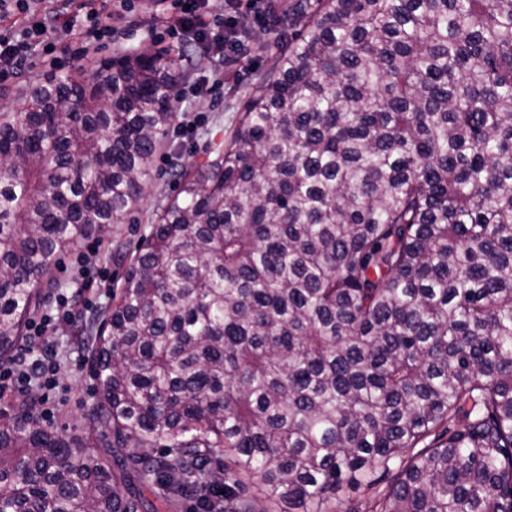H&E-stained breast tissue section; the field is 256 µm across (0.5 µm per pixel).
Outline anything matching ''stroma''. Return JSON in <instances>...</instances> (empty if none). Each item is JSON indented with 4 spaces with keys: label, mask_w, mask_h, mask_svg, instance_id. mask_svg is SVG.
<instances>
[{
    "label": "stroma",
    "mask_w": 512,
    "mask_h": 512,
    "mask_svg": "<svg viewBox=\"0 0 512 512\" xmlns=\"http://www.w3.org/2000/svg\"><path fill=\"white\" fill-rule=\"evenodd\" d=\"M130 4L129 12L110 19L111 34L100 41L96 50L98 58L120 56L144 43L158 48L180 45V34L157 22L156 10L148 0H130ZM243 40L244 52L239 62L226 63L214 57L190 71L187 82L196 86L197 91L182 96L180 107L191 114L201 115L202 120L193 133L174 138L189 163L205 162L213 147L223 142L225 133L237 125L245 105L255 95L260 72L274 60L275 36L254 28L245 32ZM56 56L57 61L52 65L41 56H33L22 76L1 83L0 108L9 106L27 81L50 74L54 69L65 71L77 65L70 41L58 45ZM219 74L224 77L220 83L215 80ZM149 231L150 226L144 219L136 224L113 225L109 243L101 245L99 252V261L110 269L113 280H120L123 273L121 262L113 254V242L124 243L132 250ZM70 265L71 259L67 256L53 265L54 286L47 291L53 298L62 288L69 294L81 293L84 299L76 308V320L62 325L51 336L60 352V389L49 424L64 434L82 438L88 453L99 454L103 448L91 432L98 382L92 375L81 341L85 337L86 324L101 318L111 299L93 290L77 291Z\"/></svg>",
    "instance_id": "35a3bbf8"
}]
</instances>
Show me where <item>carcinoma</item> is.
Masks as SVG:
<instances>
[{"label": "carcinoma", "instance_id": "cac0c4a2", "mask_svg": "<svg viewBox=\"0 0 512 512\" xmlns=\"http://www.w3.org/2000/svg\"><path fill=\"white\" fill-rule=\"evenodd\" d=\"M187 169L182 46L0 111V360L49 262L135 224L86 344L105 450L0 413L4 512H512V0H295ZM165 155H161L157 159L156 177L150 197L145 205L147 215L175 196L179 190V180L174 175L175 170L171 168ZM150 224L146 217L141 219L139 224H114L108 238L111 243L108 245L107 239L103 240L100 247L99 262L110 269L112 273V288L120 284V278L123 273L122 263L113 255L115 242L124 243L130 251H133L141 239L149 234ZM368 502V491L363 492L362 489L357 491H348L341 494L340 497L336 499V502L333 501L331 510H336L334 512H341L339 510H343L349 507H357L358 512H367Z\"/></svg>", "mask_w": 512, "mask_h": 512}]
</instances>
